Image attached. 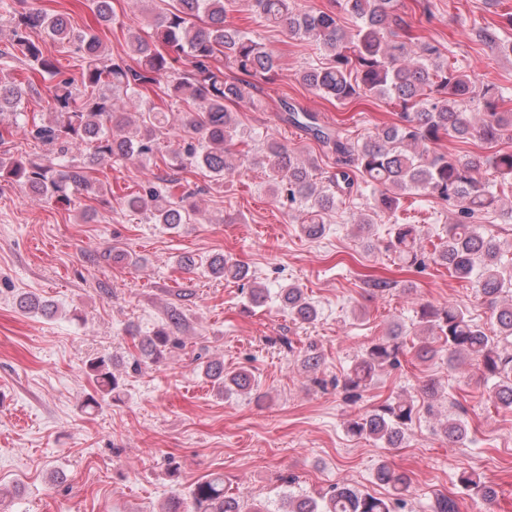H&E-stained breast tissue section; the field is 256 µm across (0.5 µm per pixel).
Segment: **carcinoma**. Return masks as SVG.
<instances>
[{
	"label": "carcinoma",
	"mask_w": 512,
	"mask_h": 512,
	"mask_svg": "<svg viewBox=\"0 0 512 512\" xmlns=\"http://www.w3.org/2000/svg\"><path fill=\"white\" fill-rule=\"evenodd\" d=\"M10 8L8 44L0 49V71L19 63L54 80L60 70L44 55L30 35L40 28L58 42L77 45L80 52V79H62L53 86L52 115L46 122H28L21 107V89L0 80V121L8 117L16 125L31 124L28 134L46 147L39 160L3 157L0 174H7L29 191L60 203L90 187L89 166L103 160L123 163L154 155L159 138L169 132L163 112L142 98V89L163 84L169 98L187 103L178 132L175 154L181 166H196L216 180L228 181L246 163L269 168L275 196L299 205L297 222L310 239L326 231L325 216L337 204L373 190L372 206L358 222L371 228L381 212L396 211L409 195L436 197L457 213L445 236L430 253L431 261L448 269L457 279L470 281L478 295L492 309L496 334L488 335L458 304L425 303L417 312L422 331L433 343L418 348V357L430 359L448 353V367L463 360L474 362L486 378L494 380L491 398L498 408L512 409V268L502 261L512 242L501 240L475 223V218L497 209V184L481 183L474 172L482 164L502 179L512 181V149L499 144L512 140V113L498 111L503 98L498 86L477 83L454 61L441 59L438 47L425 44L418 59L406 63L410 54V30L405 37L393 28L403 23L398 14L400 0H336L340 9L356 20L351 32L341 28L336 13L308 9L298 0H249L256 15L268 24L281 25L292 37L316 42L328 55L320 66L298 76L303 85L322 92L342 104L359 97L386 98L400 108V120L354 139L340 128L322 123L318 114L282 102L286 122L306 131L338 157L340 167L327 181L317 180L315 167L303 163L295 151L277 141H269L259 155L241 154L232 158L229 145L238 136L232 107L255 104L252 77L272 80L279 68L277 56L256 41L251 33L226 22L237 0H172L170 9L157 17L153 34L134 35L123 54L109 57L94 34L79 33L69 20L35 9L16 8L26 0H13ZM224 58L225 67L213 65ZM109 90H124L135 98L139 127L123 134L129 120L125 112L112 109ZM463 142L478 140L492 153L481 160L452 152H438L432 145L444 136ZM176 178L148 179L142 192L126 200L131 209L150 212L156 224L175 229L192 221L191 193L176 195ZM418 227L396 224L388 247L410 266L425 264L417 248ZM208 272L226 281H247L248 269L222 255L208 261ZM294 321L312 322L317 310L302 289L281 290ZM180 320L172 312L169 322L139 342L138 367L149 360L160 363L183 347L181 337L169 329ZM403 330L371 343L356 357L345 373V399L355 402L378 373L401 364L404 355ZM86 375L96 386V395L86 406L111 398L119 388L113 360L105 356L88 359ZM205 375L226 394L249 393L254 378L246 370L224 371V364L206 365ZM419 409L414 401L397 399L360 414L347 423V432L369 438L384 448H397ZM450 441L462 442L468 428L459 415L450 414L440 425ZM375 479L389 488V496L378 497L348 485H335L324 492L288 491L281 506L272 510L261 502L224 491V475L211 473L198 480L185 497H174L168 512H400L410 487V477L381 461ZM461 490L488 500L495 494L493 483L475 472L458 471Z\"/></svg>",
	"instance_id": "cac0c4a2"
}]
</instances>
